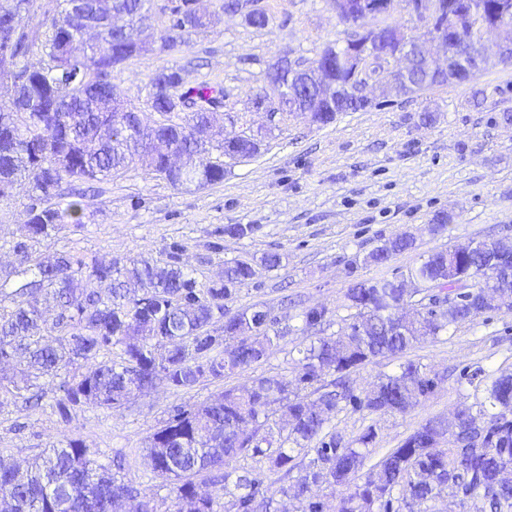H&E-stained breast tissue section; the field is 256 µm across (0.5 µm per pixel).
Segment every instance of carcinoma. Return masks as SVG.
<instances>
[{"mask_svg": "<svg viewBox=\"0 0 512 512\" xmlns=\"http://www.w3.org/2000/svg\"><path fill=\"white\" fill-rule=\"evenodd\" d=\"M35 2L0 0V30L17 35L19 71L12 93L0 96V199L22 192L32 200L21 237L9 247L16 266L0 270V364L22 357L35 377L59 380L63 398L56 408L66 419L84 405L119 410L135 392L161 384L190 389L205 378L222 380L263 363L280 339L276 318L256 304L235 312L224 308L235 287L256 275L248 262L233 261L223 277L199 285L175 251L165 260L130 256L107 264L37 253L42 239L68 222L82 223L85 194L67 202L65 184L107 182L139 162L174 186L212 185L224 180V159L245 161L260 149L251 138L206 137L211 94L205 91L194 93L200 102L195 111L160 124L157 114L187 99L172 69L152 77L148 112L117 102L112 73L144 52L138 23L146 0H85L75 9L73 0H59L57 12L41 21ZM191 2L182 0L174 9L162 49L178 50L183 34L206 25ZM505 2L512 6V0H460V27L450 29L445 16L436 25L465 49L486 20L502 15ZM37 26L46 30L34 63L29 34ZM342 50L329 45L304 69L288 59L274 63L288 74V106L313 112L323 125L341 112L368 107L346 92ZM314 71L326 85L309 80ZM437 83L419 65L395 90L410 96ZM213 150L218 159L204 169H169ZM480 245L459 258L476 277L486 261ZM412 247L408 237H390L368 258L384 263ZM408 275L429 285L424 298L404 297L393 278L348 288L345 307L354 313L336 334L324 333L326 308L303 309L310 342L298 350L300 378L262 375L194 408L172 410L145 459L152 472L170 480L173 512H218L204 484L234 486L225 512H283L279 495L295 501L298 512H324L315 491L338 488L343 492L335 512H429L428 503L443 496L471 512H512V481L501 478L502 469L512 467V375L491 378L479 366L471 369L465 382L484 387V397L462 404L459 412L465 420L477 415L482 427L465 424L441 446L435 436L448 422L429 419L368 470L375 428L354 440L329 430L343 402L372 414H403L437 382L424 365L409 360L392 374L377 375L358 395L353 369L403 354L493 311L472 304L435 313L434 288L448 285L446 249L420 259ZM405 303L419 306L420 321L400 319L397 310ZM217 316L224 318L221 337L208 330ZM114 347L120 348L116 357L100 359ZM241 457L267 462L284 485L261 489L234 466ZM0 495L9 499L10 512H115L121 503L130 504L127 512H157L152 500L117 479L78 439L52 445L26 470L0 465Z\"/></svg>", "mask_w": 512, "mask_h": 512, "instance_id": "obj_1", "label": "carcinoma"}]
</instances>
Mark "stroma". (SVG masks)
<instances>
[{"label": "stroma", "instance_id": "obj_1", "mask_svg": "<svg viewBox=\"0 0 512 512\" xmlns=\"http://www.w3.org/2000/svg\"><path fill=\"white\" fill-rule=\"evenodd\" d=\"M258 6L269 16L266 28L248 25L240 14L215 15L180 50L152 48L127 61L112 82L119 98L143 111L151 78L177 70L182 90L221 94L216 130L271 128L259 154L226 163L223 182L204 187H175L130 166L85 198L81 224L66 225L37 249L107 263L137 254L157 257L176 245L203 284L223 273L226 263L257 265L256 277L225 306H264L278 320L279 341L251 370L205 379L189 390L162 385L130 397L117 411L87 405L61 418L57 385L38 379L46 393L42 407L25 408L19 399L0 405L1 463L23 465L59 440L77 438L104 465L124 456L123 479L153 499L158 512H169L170 485L151 473L144 454L174 407H195L270 372L297 378L296 349L307 342L302 310L325 307L326 330L336 332L349 314L344 295L354 282L405 274L424 255L472 241H512V122L503 119L512 113V65L493 63L467 82L410 97L377 90L367 109L339 114L325 126L297 115L271 123L252 108L255 94L267 86L269 66L282 56L314 59L325 45L344 43L352 29L329 0H258ZM427 112L432 120L426 124L420 117ZM441 211L450 220L436 231L432 218ZM228 224H250L254 231L231 237L224 233ZM395 235L413 238V249L381 265L365 262L366 254ZM268 252L281 254L279 269L259 268ZM407 358L439 376L428 398L396 415L348 407L332 422L348 439L376 429L370 462L427 420L453 418L461 403L476 401L477 392L459 381L463 368L512 373V307L450 328L405 355L374 359L353 372L355 391L367 389L378 374L398 370Z\"/></svg>", "mask_w": 512, "mask_h": 512}]
</instances>
